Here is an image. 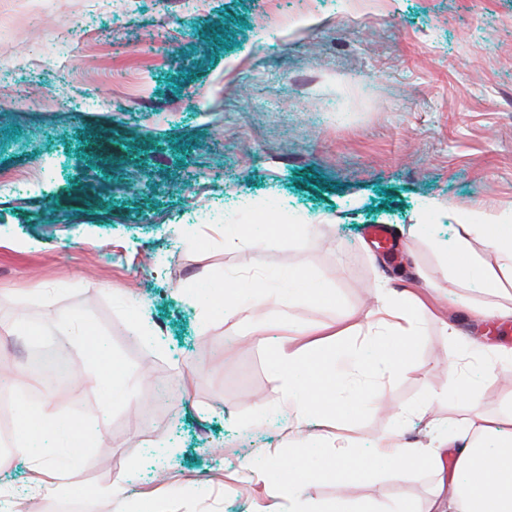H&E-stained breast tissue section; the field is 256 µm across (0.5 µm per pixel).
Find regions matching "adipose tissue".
<instances>
[{
  "label": "adipose tissue",
  "mask_w": 512,
  "mask_h": 512,
  "mask_svg": "<svg viewBox=\"0 0 512 512\" xmlns=\"http://www.w3.org/2000/svg\"><path fill=\"white\" fill-rule=\"evenodd\" d=\"M467 232L477 234L485 249L477 256L466 247L458 246L446 255L451 275L464 280H476L492 291L512 287V217L498 214L470 224ZM260 288L269 290L275 304L285 305L303 297L320 298L316 283L300 275L288 273L276 279L260 278ZM400 293L381 297L380 305L368 322L349 325V332L363 334L369 349L378 356L387 373L400 371L406 364V354L419 336L414 320L405 311ZM271 331L283 334L277 363L283 371L284 400L291 411L289 427L299 431L310 412L316 409L331 411L334 394L317 391V384L336 378L335 366L322 371L297 376L296 368L305 363L307 355L297 348L296 338L301 327H285L283 323L258 318L255 335ZM512 424V398L499 415H477L471 418V436L462 448L442 453L438 448L405 447L400 434L392 433L373 448V456L388 460L399 476H406L415 464H423L440 474L441 479L432 492L427 512H512V434H503L502 423ZM62 421L56 409L41 404L32 416L24 437L16 445L22 456L35 457L39 472L55 469L52 458L40 455L39 443L46 434L57 432Z\"/></svg>",
  "instance_id": "adipose-tissue-1"
}]
</instances>
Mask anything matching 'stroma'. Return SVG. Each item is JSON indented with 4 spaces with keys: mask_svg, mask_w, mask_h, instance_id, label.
Wrapping results in <instances>:
<instances>
[{
    "mask_svg": "<svg viewBox=\"0 0 512 512\" xmlns=\"http://www.w3.org/2000/svg\"><path fill=\"white\" fill-rule=\"evenodd\" d=\"M50 69L68 94L37 85ZM430 198L454 212L427 219ZM265 200L291 226L258 238ZM510 208L512 0H0V364L24 368L25 327H43L73 368L44 398L65 420L80 405L88 427L89 460L63 478L121 486L126 512H293L267 461L293 445L279 339L245 334L266 310L249 277L289 270L328 293L288 308L309 330L299 345L339 369L366 358L343 329L377 289L439 285L411 308L422 338L402 371L348 372L335 414L302 428L310 502L425 512L436 474L399 481L382 461L337 486L327 437L370 448L400 426L425 445L499 413L496 382L458 403L445 326L512 347V320L449 308L491 296L450 278L443 248L461 213ZM228 222L245 227L232 247ZM375 224L396 256L368 243ZM203 284L236 311L185 298ZM48 305L82 312L89 335L46 322ZM94 365L115 367L112 395L84 380ZM120 505L101 496L93 512Z\"/></svg>",
    "mask_w": 512,
    "mask_h": 512,
    "instance_id": "stroma-1",
    "label": "stroma"
}]
</instances>
